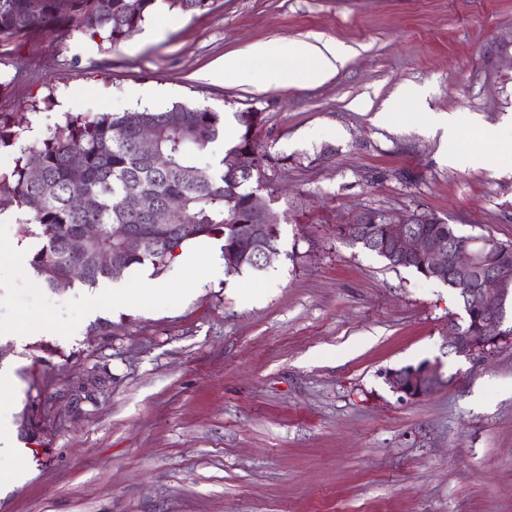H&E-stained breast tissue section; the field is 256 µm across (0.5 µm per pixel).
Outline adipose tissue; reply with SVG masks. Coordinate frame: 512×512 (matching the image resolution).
<instances>
[{
	"mask_svg": "<svg viewBox=\"0 0 512 512\" xmlns=\"http://www.w3.org/2000/svg\"><path fill=\"white\" fill-rule=\"evenodd\" d=\"M350 57V50L337 43H286L274 54L268 51L265 44L256 43L243 52L225 55L222 61L211 67L209 77L215 82L229 81L241 69L243 62L248 60L260 64L261 86L316 85L333 77ZM175 263L176 269L170 279H143L138 293H129L125 288H113V307H140L158 296L180 294L184 273L197 270L196 251L181 249Z\"/></svg>",
	"mask_w": 512,
	"mask_h": 512,
	"instance_id": "adipose-tissue-1",
	"label": "adipose tissue"
}]
</instances>
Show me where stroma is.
<instances>
[{
  "mask_svg": "<svg viewBox=\"0 0 512 512\" xmlns=\"http://www.w3.org/2000/svg\"><path fill=\"white\" fill-rule=\"evenodd\" d=\"M316 40L352 50L322 84L262 89L253 62L206 77L251 44ZM394 99L406 117L379 122ZM176 102L263 113L280 256L117 310L109 280L43 286L26 263L41 240L1 213L0 321L42 334L0 340L28 461L0 512H512V337L449 355L458 292L340 235L374 209L512 245V0H216L155 10L114 46L56 29L0 48V113L31 145L68 111ZM433 112L456 116L453 142L428 132ZM424 361L442 383L400 402L385 372ZM93 372L105 391L72 410ZM34 385L63 418L40 452L21 418Z\"/></svg>",
  "mask_w": 512,
  "mask_h": 512,
  "instance_id": "obj_1",
  "label": "stroma"
}]
</instances>
